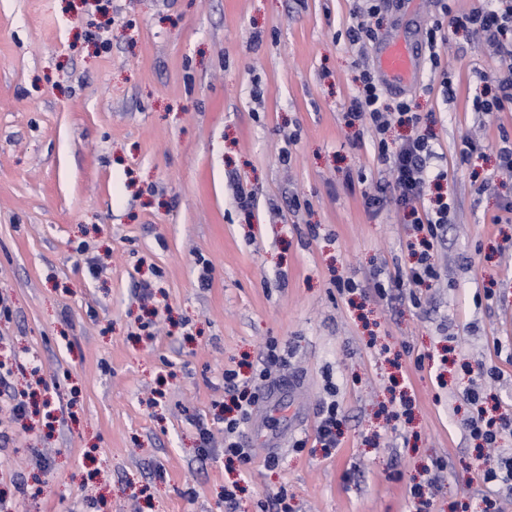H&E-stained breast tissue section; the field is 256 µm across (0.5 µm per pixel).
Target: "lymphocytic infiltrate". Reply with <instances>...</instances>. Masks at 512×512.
Wrapping results in <instances>:
<instances>
[{
  "mask_svg": "<svg viewBox=\"0 0 512 512\" xmlns=\"http://www.w3.org/2000/svg\"><path fill=\"white\" fill-rule=\"evenodd\" d=\"M456 26L476 35L480 43L497 55L501 64L500 74L495 78L497 94L484 99L474 98V111L489 114L511 108L512 0H488L486 6L458 17ZM348 114L367 121L374 129L377 159L389 173L388 179L378 183L376 193L367 197L368 207L378 210L392 202L406 213L417 233L415 241L409 242L408 247L419 252L418 264L411 268L409 281L418 285L436 278L431 252L441 228L448 222L451 206L441 197L434 205L426 207L422 204L426 186L444 176L443 171L430 169L432 160L438 157L433 144L422 134L395 145L389 144L387 132L393 122L414 124L418 118L408 99H399L391 107L384 105L381 82L371 70H363L361 85L350 100ZM285 361L277 343L271 341L265 347L263 368L253 371L251 377H241L233 369L225 370L224 389L236 410L235 415L224 419L225 457L248 462L249 456L240 445V435L256 405L260 383L268 381L272 366Z\"/></svg>",
  "mask_w": 512,
  "mask_h": 512,
  "instance_id": "1",
  "label": "lymphocytic infiltrate"
}]
</instances>
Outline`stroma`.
Masks as SVG:
<instances>
[{
  "mask_svg": "<svg viewBox=\"0 0 512 512\" xmlns=\"http://www.w3.org/2000/svg\"><path fill=\"white\" fill-rule=\"evenodd\" d=\"M482 4L386 0L353 44L362 0H0V512H276L283 488L293 512H512L465 429L476 383L512 416L494 350L512 347V223L493 221L512 111L472 110L500 63L455 26ZM437 22L441 67L407 94L419 123L389 132L432 136L447 176L429 193L452 203L416 306L372 288L408 274L411 231L368 209L387 173L345 112L380 44ZM270 340L305 424L232 463L224 372ZM23 392L38 409L18 421ZM321 415L323 416L316 432V443L321 445L325 451L329 452L332 448H337L338 439L337 432L340 419L338 418L336 403L331 402L322 407Z\"/></svg>",
  "mask_w": 512,
  "mask_h": 512,
  "instance_id": "obj_1",
  "label": "stroma"
}]
</instances>
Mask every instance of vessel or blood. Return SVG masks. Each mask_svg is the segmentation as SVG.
Segmentation results:
<instances>
[{"instance_id": "obj_1", "label": "vessel or blood", "mask_w": 512, "mask_h": 512, "mask_svg": "<svg viewBox=\"0 0 512 512\" xmlns=\"http://www.w3.org/2000/svg\"><path fill=\"white\" fill-rule=\"evenodd\" d=\"M375 68L386 85L398 90L411 89L420 69L417 45L408 39L383 43ZM303 389L301 380L294 377L266 385L261 404L243 434L244 443L259 442L272 451L281 448L303 421L300 411Z\"/></svg>"}]
</instances>
